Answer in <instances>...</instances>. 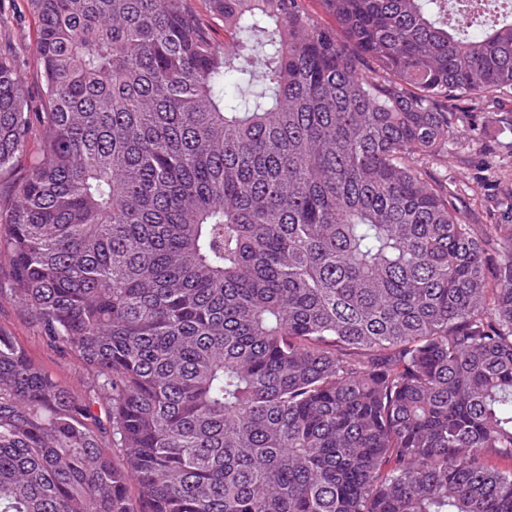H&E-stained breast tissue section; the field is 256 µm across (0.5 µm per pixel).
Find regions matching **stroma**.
Here are the masks:
<instances>
[{"instance_id":"stroma-1","label":"stroma","mask_w":512,"mask_h":512,"mask_svg":"<svg viewBox=\"0 0 512 512\" xmlns=\"http://www.w3.org/2000/svg\"><path fill=\"white\" fill-rule=\"evenodd\" d=\"M38 29L31 0H0V43L14 56L34 112L40 109L43 84L36 53ZM458 108V145L447 163L434 169L433 177L458 188L456 204L466 223L512 224V94L491 101H464ZM0 327L72 391L83 390L87 381L83 364L48 344L21 308L5 299H0Z\"/></svg>"}]
</instances>
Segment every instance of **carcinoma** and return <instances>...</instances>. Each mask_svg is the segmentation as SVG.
Listing matches in <instances>:
<instances>
[{
	"instance_id": "obj_1",
	"label": "carcinoma",
	"mask_w": 512,
	"mask_h": 512,
	"mask_svg": "<svg viewBox=\"0 0 512 512\" xmlns=\"http://www.w3.org/2000/svg\"><path fill=\"white\" fill-rule=\"evenodd\" d=\"M319 2L33 0L40 112L0 46V298L88 374L0 328V512H512V225L431 176L512 0ZM0 327L15 336L33 360L63 379L72 391L80 393L84 389L87 373L83 364L48 344L21 308L5 298L0 299Z\"/></svg>"
}]
</instances>
